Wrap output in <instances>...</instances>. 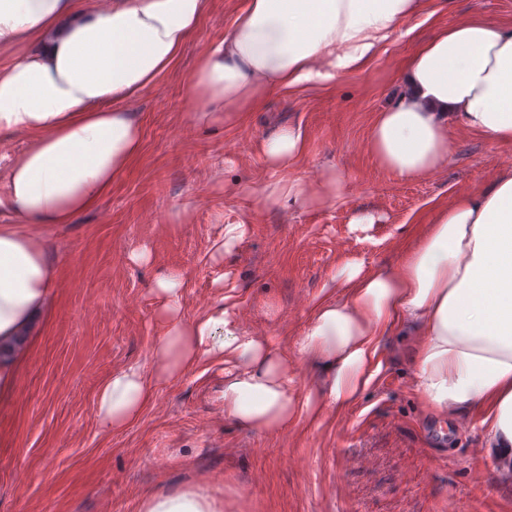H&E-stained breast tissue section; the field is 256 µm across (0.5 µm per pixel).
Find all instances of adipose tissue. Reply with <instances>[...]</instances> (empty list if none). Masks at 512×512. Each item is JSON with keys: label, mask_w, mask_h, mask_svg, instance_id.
Returning a JSON list of instances; mask_svg holds the SVG:
<instances>
[{"label": "adipose tissue", "mask_w": 512, "mask_h": 512, "mask_svg": "<svg viewBox=\"0 0 512 512\" xmlns=\"http://www.w3.org/2000/svg\"><path fill=\"white\" fill-rule=\"evenodd\" d=\"M211 0H0V136L25 134L28 147L9 168L0 210V395L50 305L57 269L40 232L97 208L140 153L142 127L131 105L178 59ZM422 0H244L230 31L199 54L191 74V124L239 120L268 95L328 84L365 68L418 14ZM512 144V26L475 18L441 29L422 43L403 73L397 100L377 112L368 150L402 181L448 162V127ZM276 167L307 151L301 128L263 138ZM344 177L316 183L273 180L258 201L322 207L341 194ZM182 274L157 281L164 334L150 370L134 365L101 384L96 404L103 429L138 418L152 400L151 380L167 381L202 363L224 367L219 399L240 427L275 431L306 414L341 409L381 369L380 340L411 325L416 388L437 411L475 412L488 423L500 473L512 461V168L487 186L437 208L399 262L366 270L337 266L310 311L293 358L273 339L242 327L224 295L200 315H181ZM323 384L294 391L290 361ZM199 485L151 496L141 512H223Z\"/></svg>", "instance_id": "obj_1"}]
</instances>
